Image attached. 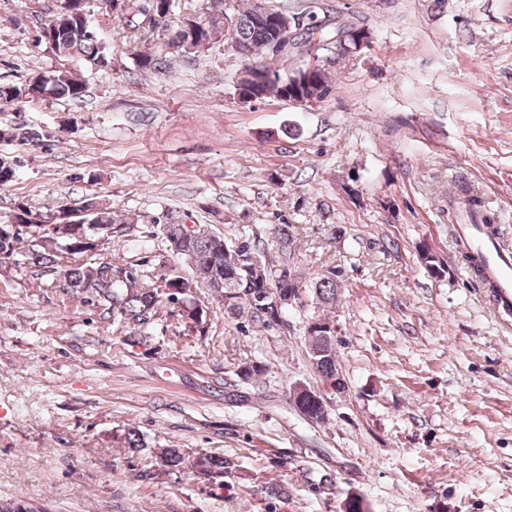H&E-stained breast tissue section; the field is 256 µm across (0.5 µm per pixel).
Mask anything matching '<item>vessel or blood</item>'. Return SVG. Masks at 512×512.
Returning a JSON list of instances; mask_svg holds the SVG:
<instances>
[{
    "label": "vessel or blood",
    "instance_id": "vessel-or-blood-1",
    "mask_svg": "<svg viewBox=\"0 0 512 512\" xmlns=\"http://www.w3.org/2000/svg\"><path fill=\"white\" fill-rule=\"evenodd\" d=\"M454 238L464 245L466 267L487 285L495 308L512 312V249L500 244L494 229L467 218L455 225Z\"/></svg>",
    "mask_w": 512,
    "mask_h": 512
}]
</instances>
